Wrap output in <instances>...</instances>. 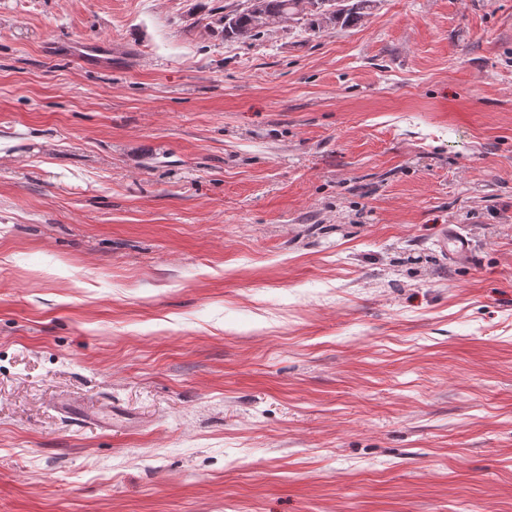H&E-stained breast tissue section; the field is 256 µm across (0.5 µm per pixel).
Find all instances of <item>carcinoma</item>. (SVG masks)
<instances>
[{
    "label": "carcinoma",
    "instance_id": "1",
    "mask_svg": "<svg viewBox=\"0 0 512 512\" xmlns=\"http://www.w3.org/2000/svg\"><path fill=\"white\" fill-rule=\"evenodd\" d=\"M376 5L377 0H242L224 12V37L257 39L285 22L316 37L331 27L358 24Z\"/></svg>",
    "mask_w": 512,
    "mask_h": 512
}]
</instances>
